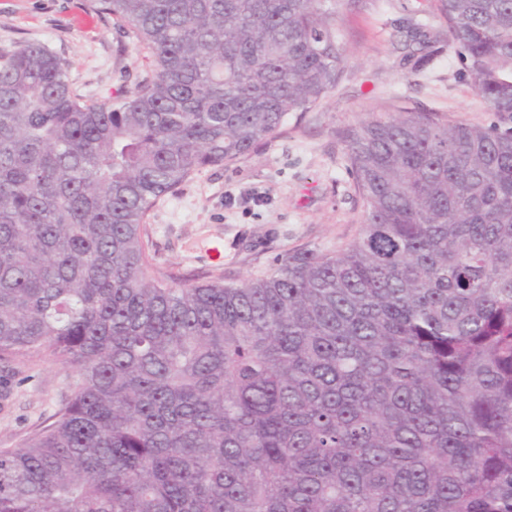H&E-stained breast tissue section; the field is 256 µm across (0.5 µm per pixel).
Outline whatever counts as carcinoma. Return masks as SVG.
<instances>
[{
	"instance_id": "obj_1",
	"label": "carcinoma",
	"mask_w": 512,
	"mask_h": 512,
	"mask_svg": "<svg viewBox=\"0 0 512 512\" xmlns=\"http://www.w3.org/2000/svg\"><path fill=\"white\" fill-rule=\"evenodd\" d=\"M154 71L107 102L0 56V360L76 373L0 512H512V0H438L497 121L345 133L362 230L226 284L144 223L339 84L335 0H96Z\"/></svg>"
}]
</instances>
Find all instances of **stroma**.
<instances>
[{
    "label": "stroma",
    "mask_w": 512,
    "mask_h": 512,
    "mask_svg": "<svg viewBox=\"0 0 512 512\" xmlns=\"http://www.w3.org/2000/svg\"><path fill=\"white\" fill-rule=\"evenodd\" d=\"M94 23L78 24L83 14ZM440 35L429 56L402 42L413 30ZM435 0H336L344 76L320 106L289 114L276 137L233 163L205 168L161 198L145 230L157 274L179 284L236 283L270 272L293 250L333 253L358 237L364 203L343 134L370 113L403 108L451 121L494 122L445 39ZM39 43L65 59L77 92L102 102L150 75L146 49L92 0H0V55ZM70 368L34 357L0 362V449L38 434L70 395Z\"/></svg>",
    "instance_id": "obj_1"
}]
</instances>
